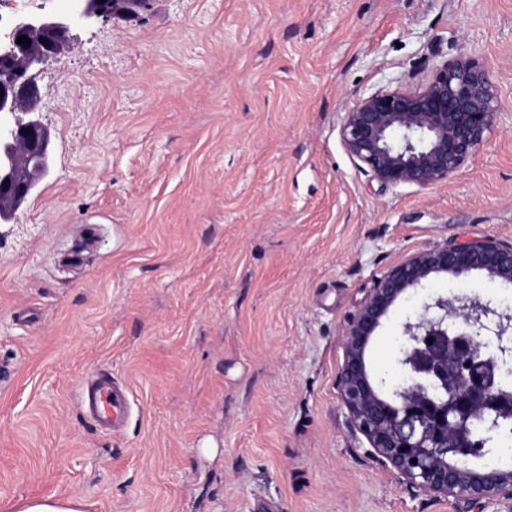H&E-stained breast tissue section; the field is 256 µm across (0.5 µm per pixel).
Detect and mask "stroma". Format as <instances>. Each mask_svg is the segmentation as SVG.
<instances>
[{"label":"stroma","mask_w":512,"mask_h":512,"mask_svg":"<svg viewBox=\"0 0 512 512\" xmlns=\"http://www.w3.org/2000/svg\"><path fill=\"white\" fill-rule=\"evenodd\" d=\"M38 71L49 171L0 223V503L86 512H512L431 497L377 459L340 398L350 318L407 256L512 245V0H147L72 24ZM490 69L500 114L460 172L383 188L344 150L353 103L442 64ZM512 289L436 274L375 331ZM127 382L97 425L84 382ZM84 502L75 497L62 498L50 494L41 498L19 500L8 512H84Z\"/></svg>","instance_id":"stroma-1"}]
</instances>
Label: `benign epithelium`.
<instances>
[{
  "mask_svg": "<svg viewBox=\"0 0 512 512\" xmlns=\"http://www.w3.org/2000/svg\"><path fill=\"white\" fill-rule=\"evenodd\" d=\"M80 17L131 14L140 0H79ZM69 21L19 14L0 22V222L12 217L48 170L49 137L38 120H20L37 105L36 70L69 49ZM25 36L30 44H18ZM500 112L488 67L472 57L446 62L417 89L361 98L345 113L346 152L383 187H427L453 178L484 145ZM486 273L512 285V245L469 239L418 251L376 280L349 322L341 400L374 453L403 482L443 497L512 500V470H477L470 457L492 451L498 422L512 418V391L496 372L512 360V318L488 302L441 296L404 324L398 359L404 381L388 385L367 368L365 353L381 320L408 290L433 274L465 279ZM493 336L497 350L487 351Z\"/></svg>",
  "mask_w": 512,
  "mask_h": 512,
  "instance_id": "obj_1",
  "label": "benign epithelium"
}]
</instances>
